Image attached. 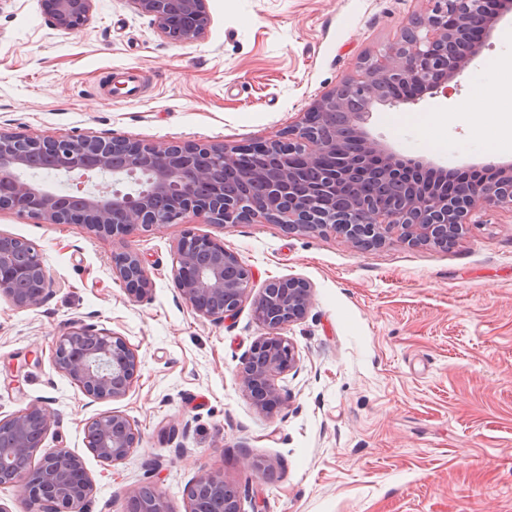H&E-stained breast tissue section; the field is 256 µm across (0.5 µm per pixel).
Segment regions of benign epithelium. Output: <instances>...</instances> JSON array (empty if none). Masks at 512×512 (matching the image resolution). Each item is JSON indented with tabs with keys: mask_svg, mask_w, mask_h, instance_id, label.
<instances>
[{
	"mask_svg": "<svg viewBox=\"0 0 512 512\" xmlns=\"http://www.w3.org/2000/svg\"><path fill=\"white\" fill-rule=\"evenodd\" d=\"M94 0H47L49 25L62 32L88 23ZM153 17L170 42L203 39L210 19L205 0H127ZM423 12L409 18L401 38L383 53L360 62L358 74L323 93L288 135L245 146L193 142L145 143L110 136L48 138L0 130V212L12 211L44 224H81L99 236L124 240L167 224H281L291 233L332 232L355 247L380 245L396 237L411 245H443L458 240L476 209L512 212V165L487 164L490 181H465L448 189V170L439 167L437 184L410 178L405 161L371 137L372 108L395 105L378 86H414L423 94L448 95V83L474 54L459 56L457 44L490 28V0H425ZM31 151L57 154L52 186L25 177ZM330 157L338 164L324 178L297 190L303 168H319ZM143 172L149 188L123 189L128 177ZM344 191L350 203H329ZM16 238L0 233V299L17 309L41 306L53 285L40 251H14ZM112 270L126 290L147 298L153 280L133 251L113 255ZM173 276L184 302L199 316L220 323L252 299L254 319L265 330L242 360L239 379L255 409L271 415L287 399L278 379L296 368L298 353L284 336L309 308L312 287L298 277L269 281L251 296L253 273L224 242L187 229L174 245ZM52 358L82 392L95 401L124 398L137 380V351L116 333L81 321L56 337ZM55 415L41 402L0 419V475L18 488L25 512H86L95 486L81 460L64 448L44 453ZM141 433L119 411L92 419L86 446L99 459L118 464L137 447ZM37 465L8 469L14 459ZM188 512H242L238 489L224 474L201 468L188 490ZM131 512H168L159 488L148 483L129 497Z\"/></svg>",
	"mask_w": 512,
	"mask_h": 512,
	"instance_id": "benign-epithelium-1",
	"label": "benign epithelium"
}]
</instances>
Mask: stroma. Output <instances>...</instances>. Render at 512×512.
I'll return each instance as SVG.
<instances>
[{"mask_svg": "<svg viewBox=\"0 0 512 512\" xmlns=\"http://www.w3.org/2000/svg\"><path fill=\"white\" fill-rule=\"evenodd\" d=\"M205 38L165 40L127 0H94L87 25L49 26L43 0H0V128L21 134L106 135L146 142L243 145L275 137L363 57L396 42L424 0H206ZM449 93L375 106L368 129L399 156L479 169L495 120L458 111L475 89L512 113L490 59L512 52V7ZM135 69L141 97L120 73ZM448 117L444 146L414 127ZM455 245L396 240L361 250L344 238L287 233L277 224H198L254 274L253 289L295 276L313 287L306 317L286 330L296 371L291 397L256 411L239 383L262 335L250 302L214 323L185 304L173 276L171 224L125 240L79 224L0 212V232L39 249L54 287L36 309L0 300V419L40 401L59 420L45 445L77 455L93 478L91 512H124L145 481L169 512H186L200 467L223 472L243 512H512V212L485 208ZM140 254L154 282L135 299L112 272L114 252ZM74 320L124 337L141 366L129 394L89 403L50 348ZM119 411L141 441L123 462H101L85 425ZM270 470L261 477L251 467Z\"/></svg>", "mask_w": 512, "mask_h": 512, "instance_id": "1", "label": "stroma"}]
</instances>
